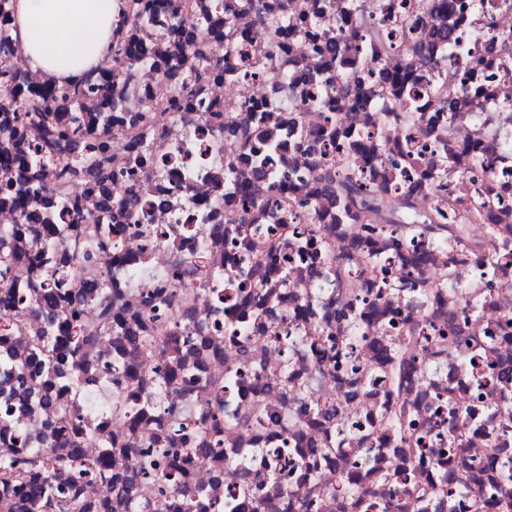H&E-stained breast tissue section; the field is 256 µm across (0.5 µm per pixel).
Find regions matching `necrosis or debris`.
Wrapping results in <instances>:
<instances>
[{
	"label": "necrosis or debris",
	"instance_id": "obj_1",
	"mask_svg": "<svg viewBox=\"0 0 512 512\" xmlns=\"http://www.w3.org/2000/svg\"><path fill=\"white\" fill-rule=\"evenodd\" d=\"M142 2L132 73L104 56L23 170L47 222L0 155V447L59 457L41 479L82 512H512V0H265L269 67L248 0ZM368 31L391 48L323 62ZM0 68L55 87L18 40Z\"/></svg>",
	"mask_w": 512,
	"mask_h": 512
}]
</instances>
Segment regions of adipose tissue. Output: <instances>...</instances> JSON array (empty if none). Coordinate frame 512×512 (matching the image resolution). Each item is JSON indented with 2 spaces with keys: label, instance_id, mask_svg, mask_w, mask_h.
<instances>
[{
  "label": "adipose tissue",
  "instance_id": "ef3b65f1",
  "mask_svg": "<svg viewBox=\"0 0 512 512\" xmlns=\"http://www.w3.org/2000/svg\"><path fill=\"white\" fill-rule=\"evenodd\" d=\"M121 0H15L16 35L32 69L59 81H73L105 55ZM87 31L97 54L86 57L77 32Z\"/></svg>",
  "mask_w": 512,
  "mask_h": 512
}]
</instances>
